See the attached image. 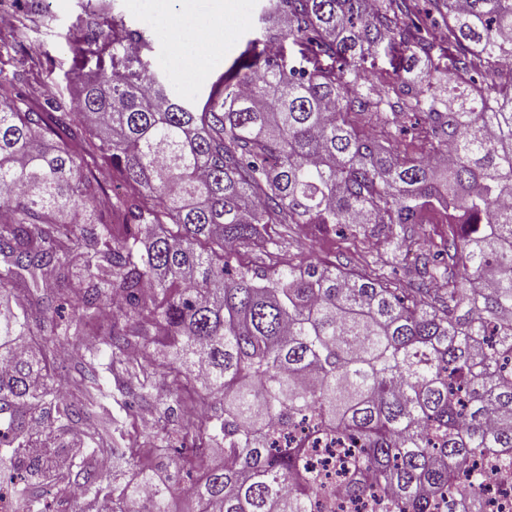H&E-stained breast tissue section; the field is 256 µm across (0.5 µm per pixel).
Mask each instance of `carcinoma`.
<instances>
[{"mask_svg": "<svg viewBox=\"0 0 512 512\" xmlns=\"http://www.w3.org/2000/svg\"><path fill=\"white\" fill-rule=\"evenodd\" d=\"M426 4L460 67L424 90L354 64L379 47L393 63L430 55L418 0H267L200 111L147 68L118 70L125 42L145 39L105 15L82 21L78 52L112 72L83 82L74 112H34L0 80V493L17 512H54L45 489L72 474L78 496L110 497L112 512H170L173 485L125 431L152 387L120 392L114 415L100 372L115 362L171 377L165 444L144 447L162 459L185 444L170 465L199 474L198 512H314L332 493L378 512H483L481 475L462 483L460 466L512 481V72L473 77L512 57V0ZM286 38L304 65L264 58ZM441 199L448 238L417 256L409 288L377 261L233 264L239 246L270 243L269 224H376L401 249ZM35 327L58 343L97 337L71 390L51 384L55 349ZM187 404L173 436L169 412ZM62 421L97 426L66 472ZM332 431L359 443L334 486L307 466ZM101 451L131 479L110 482Z\"/></svg>", "mask_w": 512, "mask_h": 512, "instance_id": "carcinoma-1", "label": "carcinoma"}]
</instances>
